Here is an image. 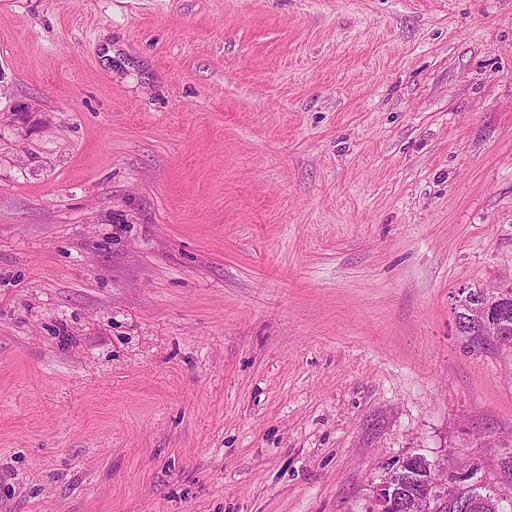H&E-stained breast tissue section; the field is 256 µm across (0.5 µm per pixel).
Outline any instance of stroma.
Wrapping results in <instances>:
<instances>
[{
	"label": "stroma",
	"mask_w": 512,
	"mask_h": 512,
	"mask_svg": "<svg viewBox=\"0 0 512 512\" xmlns=\"http://www.w3.org/2000/svg\"><path fill=\"white\" fill-rule=\"evenodd\" d=\"M512 0H0V512H369L512 456ZM499 306L496 311L492 308L489 313H486L484 308L480 306H473L471 310L461 313L464 322H478L471 325H459V333L466 336L467 347L472 353H484L495 350H512V336H510V328L512 324V305L508 304L507 300H500ZM491 312H494V317L491 318ZM511 316V317H510ZM484 336L492 344L493 350L489 344L485 345ZM398 474V499L410 497L424 498L428 483L434 476L432 461L422 455H411L402 461Z\"/></svg>",
	"instance_id": "1"
}]
</instances>
